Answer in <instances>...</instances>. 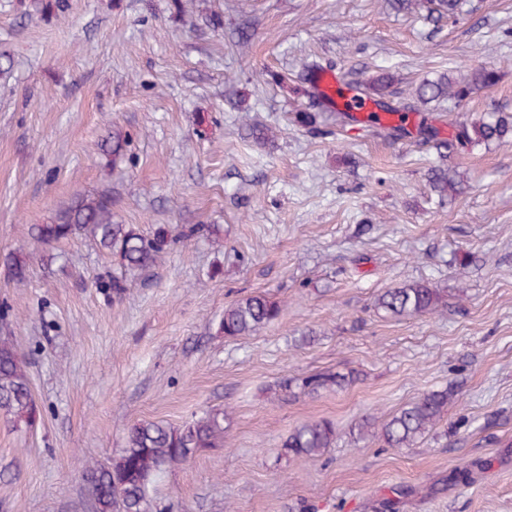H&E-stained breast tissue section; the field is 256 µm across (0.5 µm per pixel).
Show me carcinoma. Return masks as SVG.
Wrapping results in <instances>:
<instances>
[{
    "label": "carcinoma",
    "instance_id": "cac0c4a2",
    "mask_svg": "<svg viewBox=\"0 0 512 512\" xmlns=\"http://www.w3.org/2000/svg\"><path fill=\"white\" fill-rule=\"evenodd\" d=\"M468 2L388 0L394 11L422 19L432 34L468 16ZM327 70L333 67L316 64L299 83L286 74L276 75L272 80L283 90L311 97L320 105L335 109L336 120L341 123L357 122L350 114V103H345L341 110L331 97L318 90L314 75ZM499 79L500 70L490 63H478L460 78L446 71L437 73L413 87L412 102L398 106L388 102L397 82L396 75L388 68L379 67L372 72L364 69L352 84L357 100H367L396 118L394 122L384 123L373 113L368 117L371 126L390 137H398L406 133L409 112L432 103L457 108L474 91L492 88ZM294 124L314 136L332 133L330 127L318 123L315 113L305 110L295 113ZM417 133L423 143L435 149L437 159L427 169L426 181L430 195L443 204L455 200L467 188L458 167L449 165L448 161L470 149L512 140V113L499 109L482 112L459 122L454 134L446 138L439 137L437 128L424 124L418 125ZM113 206L109 190L79 193L50 223L35 227L33 241L43 247L78 237L92 241L100 252L117 261V272L106 287L120 298L129 277L151 268L174 239L163 226L147 234L133 224L117 222ZM202 232L219 243L220 229L216 224L192 225L182 231V236L188 239ZM447 297V289L433 282L410 281L385 290L378 296L376 306L391 316L433 314L447 305ZM281 312L280 301L266 294L250 295L224 307L218 332L229 339L251 335L278 319ZM351 379L353 375L349 373L325 370L302 378H285L277 387L288 397L295 395L296 388L307 394L334 387L342 389ZM451 397L446 388L426 391L380 424L373 416L363 418L357 424L358 435L365 437L379 424L386 447L409 448L433 430ZM225 419L224 409L212 408L181 426L153 420L132 423L127 430L125 448L104 462L86 463L82 470L83 483L96 512H156L151 492L157 478L203 452L224 447ZM40 420L41 411L34 397L26 356L14 341L8 313L0 312V422L12 429H33ZM335 443V425L322 419L294 428L282 440L281 451L293 457L319 456Z\"/></svg>",
    "mask_w": 512,
    "mask_h": 512
}]
</instances>
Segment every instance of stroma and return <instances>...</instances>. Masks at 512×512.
<instances>
[{
	"label": "stroma",
	"instance_id": "1",
	"mask_svg": "<svg viewBox=\"0 0 512 512\" xmlns=\"http://www.w3.org/2000/svg\"><path fill=\"white\" fill-rule=\"evenodd\" d=\"M0 0V311L26 354L43 418L0 425V512H93L85 461L126 444L136 420L182 425L211 407L230 416L225 447L163 474L161 512H512V141L461 154L467 191L428 198L432 156L412 136H441L466 115L512 113V0H474L473 17L429 36L387 0ZM249 26L247 49L230 46ZM387 66L392 103L423 76L487 61L499 83L444 116L412 114L409 136L348 127L327 139L293 123L300 102L272 75L308 61ZM275 126L258 145L245 119ZM129 145L112 154V137ZM111 190L117 221L175 244L123 298L94 288L114 259L75 238L39 248L29 232L78 193ZM216 224L181 239L184 227ZM468 296L447 313L394 318L385 289L434 280ZM266 292L284 302L258 333L217 331L226 305ZM353 369L341 389L281 401L284 378ZM454 396L411 448L352 438L422 393ZM336 425L323 455L286 457L289 431ZM470 465L467 480L455 476ZM447 482L445 493L429 486Z\"/></svg>",
	"mask_w": 512,
	"mask_h": 512
}]
</instances>
